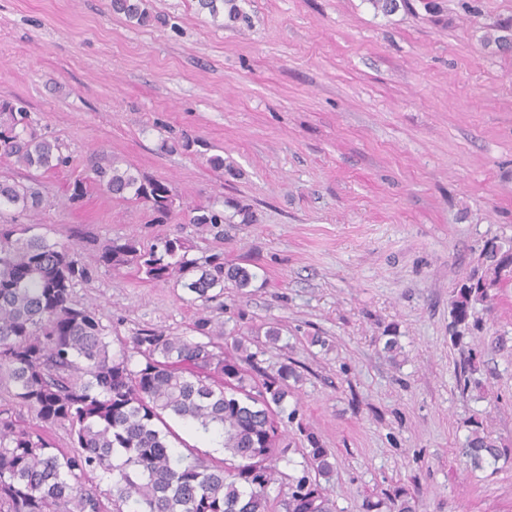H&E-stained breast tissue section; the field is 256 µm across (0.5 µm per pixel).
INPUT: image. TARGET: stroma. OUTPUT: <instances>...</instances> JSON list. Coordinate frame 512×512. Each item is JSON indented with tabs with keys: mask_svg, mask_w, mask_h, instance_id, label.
I'll use <instances>...</instances> for the list:
<instances>
[{
	"mask_svg": "<svg viewBox=\"0 0 512 512\" xmlns=\"http://www.w3.org/2000/svg\"><path fill=\"white\" fill-rule=\"evenodd\" d=\"M238 4L247 22L147 0L157 20L140 27L108 0H0V99L25 101L71 157L38 175L37 220L94 269L75 300L97 305L115 354L204 310L262 371L295 363L288 404L336 459V512L398 487L417 512H512V284L469 339L466 393L448 332L483 241L512 238V50L484 44L512 0H401L388 15L368 0ZM97 154L168 183L182 208L222 207L226 224H154L93 186L72 203ZM178 232L190 257L223 253L251 284L204 305L97 264L95 241ZM472 418L501 449L479 468L460 453Z\"/></svg>",
	"mask_w": 512,
	"mask_h": 512,
	"instance_id": "35a3bbf8",
	"label": "stroma"
}]
</instances>
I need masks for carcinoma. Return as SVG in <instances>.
Returning <instances> with one entry per match:
<instances>
[{
    "label": "carcinoma",
    "mask_w": 512,
    "mask_h": 512,
    "mask_svg": "<svg viewBox=\"0 0 512 512\" xmlns=\"http://www.w3.org/2000/svg\"><path fill=\"white\" fill-rule=\"evenodd\" d=\"M199 5L213 17L225 8L229 20L248 21L237 0ZM109 7L138 26L151 21L146 0H109ZM0 159L37 171L69 163L63 144L38 133L30 112L12 100H0ZM88 172L70 183L71 199H82L91 182L146 207L154 224L168 223L176 211L173 188L136 169L102 155L90 160ZM42 203L36 180L0 182V215L6 208L33 215ZM189 223L216 228L224 212L198 208ZM34 229L0 222V512H270L268 487L290 448L285 423L297 413L286 405L288 381L299 379L295 368L285 363L257 378L256 354L238 338L224 342V326L203 312L190 336L141 329L131 348L112 355L96 306L73 299L92 270ZM98 263L117 271L132 266L150 282L174 277L203 303L215 299L214 289L228 282L246 288L253 278L221 255L188 258L180 236L150 247L134 237L108 239L98 246ZM511 282L512 241L495 237L453 290L449 333L464 355V392L477 356L465 339ZM19 408L34 412L39 424L25 425ZM167 415L216 429L226 458L173 447ZM57 426L69 430L67 452L49 437ZM468 428L463 455L475 466L497 460L500 448L483 422L471 419ZM306 439L305 466L291 478L283 512H335L319 481L333 472L331 454L313 433ZM97 476L110 482L108 489L86 488ZM388 501L394 512H415L401 489Z\"/></svg>",
    "instance_id": "carcinoma-1"
}]
</instances>
